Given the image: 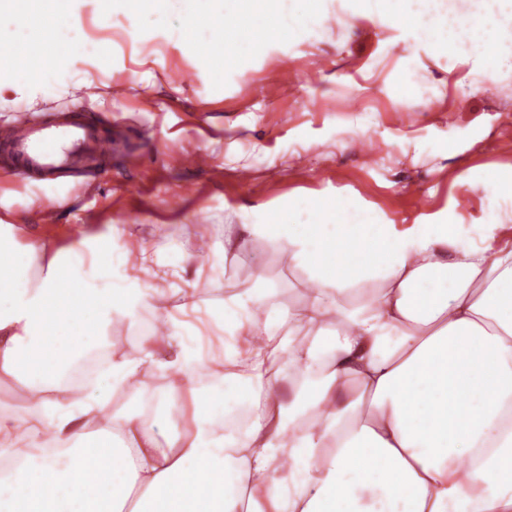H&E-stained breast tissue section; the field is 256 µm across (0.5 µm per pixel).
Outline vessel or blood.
<instances>
[{"label":"vessel or blood","instance_id":"1","mask_svg":"<svg viewBox=\"0 0 512 512\" xmlns=\"http://www.w3.org/2000/svg\"><path fill=\"white\" fill-rule=\"evenodd\" d=\"M0 143L21 164V175L53 181L69 173L91 174L94 157L106 156L110 141L89 119L40 122L29 113H16Z\"/></svg>","mask_w":512,"mask_h":512}]
</instances>
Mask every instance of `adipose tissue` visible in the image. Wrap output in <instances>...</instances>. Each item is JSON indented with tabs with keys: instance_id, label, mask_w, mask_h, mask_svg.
I'll return each mask as SVG.
<instances>
[{
	"instance_id": "adipose-tissue-1",
	"label": "adipose tissue",
	"mask_w": 512,
	"mask_h": 512,
	"mask_svg": "<svg viewBox=\"0 0 512 512\" xmlns=\"http://www.w3.org/2000/svg\"><path fill=\"white\" fill-rule=\"evenodd\" d=\"M264 239L306 278L167 317L111 234L52 249L0 224V512H512V234L501 224H228L212 268ZM127 326L139 356L117 354ZM279 363L270 371V363ZM151 364L171 382L111 413ZM192 401L191 432L172 424ZM151 419H143L141 408ZM25 397L26 389L21 382L9 378L0 381V404L3 408L19 411Z\"/></svg>"
}]
</instances>
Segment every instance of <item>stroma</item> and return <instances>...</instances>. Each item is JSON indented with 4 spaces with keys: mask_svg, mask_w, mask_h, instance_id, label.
Here are the masks:
<instances>
[{
    "mask_svg": "<svg viewBox=\"0 0 512 512\" xmlns=\"http://www.w3.org/2000/svg\"><path fill=\"white\" fill-rule=\"evenodd\" d=\"M317 24L303 21L300 0H278L240 16L243 38L228 50L196 42L201 15L165 16L123 0H67L71 14L56 25L61 60L56 80H25L0 64V127L16 112L46 119L68 110L97 116L112 152L90 184L0 181V224H17L26 238L65 246L86 226L128 241L138 235L155 262L132 267L155 288L194 289L203 306L261 278L280 302L302 271L259 239L245 263L214 270L197 246L223 235L228 224L278 221L307 198H332L326 222L383 215L398 224H511L512 62L504 51L502 16L512 0H473L450 26L461 53L440 45L421 21L399 23L389 5L351 17L348 0H319ZM295 29L270 38L266 15ZM44 19L0 14V56L28 47ZM187 72L186 83L172 79ZM125 80L114 95L112 82ZM204 154L194 168L186 159ZM57 221L43 223L45 205ZM187 255L180 275L168 274L172 255Z\"/></svg>",
    "mask_w": 512,
    "mask_h": 512,
    "instance_id": "35a3bbf8",
    "label": "stroma"
}]
</instances>
